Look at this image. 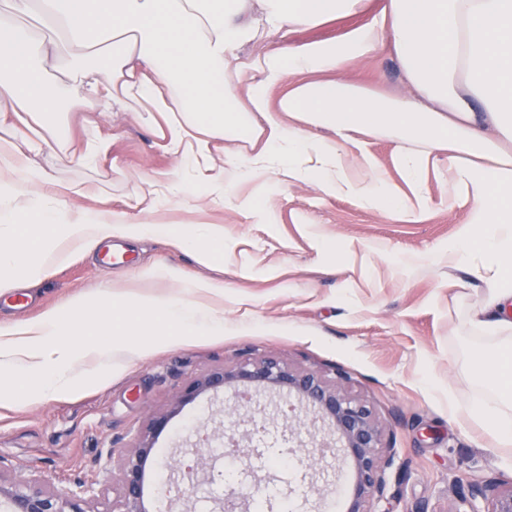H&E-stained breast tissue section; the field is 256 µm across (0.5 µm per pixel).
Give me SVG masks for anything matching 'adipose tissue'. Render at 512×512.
<instances>
[{
	"label": "adipose tissue",
	"instance_id": "obj_1",
	"mask_svg": "<svg viewBox=\"0 0 512 512\" xmlns=\"http://www.w3.org/2000/svg\"><path fill=\"white\" fill-rule=\"evenodd\" d=\"M0 0V291L36 280L69 246L92 252L112 235L151 234L193 251L204 265L224 260V234L212 224L155 217L159 199L195 210L196 186L234 197L238 182L278 176L311 181L330 196L411 222L425 221L429 200L406 197L362 149L366 137L397 144L411 184L438 158L448 190L467 207L448 265L467 267L481 306L468 327L495 339L496 367L476 373L488 401L472 417L503 448L512 446V0ZM31 15L38 28L15 25ZM361 22L344 36L263 49L283 29L341 17ZM57 33L46 43L42 30ZM387 42L412 89L384 97L345 79L343 69ZM257 53L242 58L246 45ZM66 60L61 75L49 56ZM80 104L92 124L114 107L138 104L166 130L176 172L191 184L143 177L123 211L84 206L88 188L56 183L40 159L64 152L88 164L105 156L111 136L74 140L50 122L63 101ZM152 219H144V212ZM153 335L165 341L223 332L206 304H151ZM82 299L35 320L0 325V400L21 404L82 387L75 364L98 358L95 379L147 346L114 348L97 339L78 347L72 329Z\"/></svg>",
	"mask_w": 512,
	"mask_h": 512
}]
</instances>
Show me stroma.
Returning a JSON list of instances; mask_svg holds the SVG:
<instances>
[{
    "label": "stroma",
    "instance_id": "1",
    "mask_svg": "<svg viewBox=\"0 0 512 512\" xmlns=\"http://www.w3.org/2000/svg\"><path fill=\"white\" fill-rule=\"evenodd\" d=\"M357 23L346 17L284 30L267 38L265 46L281 49L339 37ZM345 76L391 95L409 90L399 61L385 45ZM110 132L111 149L96 166L77 165L61 153L47 161L57 180L100 188L102 199L120 209L141 176L166 178L175 163L147 120L116 112ZM445 167L438 162L421 177L431 210L419 224L274 176L239 189L243 198L261 192L273 211L271 223H255L247 212L214 204L208 196L202 197L200 211L172 214L175 222L223 228V267L201 266L193 252L145 235L123 239L125 264L105 265L97 252L75 250L41 280L18 283L27 301H0V324L26 322L81 297L92 312L71 337L76 345L109 315L110 302L146 295L219 306L224 333L157 343L104 385L24 405L0 403V472L31 471L59 490L91 481L98 461L129 450L138 431L152 415L169 410L186 382L242 357L269 356L329 379L345 371L348 391L373 408L394 449L381 512H455L456 493L468 483L487 477L511 483L512 463L469 415L483 395L472 373L488 368L492 342L453 333L480 293L472 286L460 289L464 269H449L441 259L466 211L448 194ZM158 265L180 271L181 281L142 278V271ZM200 278L223 285V295L191 288ZM222 424L250 427L249 412L231 389L201 395L174 413L146 466L148 512L156 508L159 464L178 458L192 465L187 448ZM311 432L306 418H299L290 434L275 417L267 424V443L256 453L235 456L217 447L213 471L200 473L203 487L195 498L184 503L167 492L169 512H214L220 500L227 512H253L259 500L263 512H281L286 498L295 512L333 506L350 486L352 473L348 464L334 468L319 462ZM285 455L295 458L294 466L278 465Z\"/></svg>",
    "mask_w": 512,
    "mask_h": 512
}]
</instances>
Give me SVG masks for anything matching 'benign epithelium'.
Listing matches in <instances>:
<instances>
[{"label": "benign epithelium", "mask_w": 512, "mask_h": 512, "mask_svg": "<svg viewBox=\"0 0 512 512\" xmlns=\"http://www.w3.org/2000/svg\"><path fill=\"white\" fill-rule=\"evenodd\" d=\"M347 376L339 372L332 379L317 371L292 368L274 357L244 359L231 366L214 368L187 382L171 410L153 415L142 429L131 451L121 459V510L146 512L143 500L145 465L152 453L154 440L167 428L182 405L194 401L205 392L243 386L241 396L252 403L265 394L274 413L282 412V404L303 408L312 414L313 424L321 425L323 436L315 443L322 459L331 457L347 461L353 469L342 512H373L370 505L386 499V470L392 465V448L384 442V428L372 410L345 387ZM196 467L183 469L169 463L163 469L176 480L182 494H196L198 471L207 464L212 449H191ZM95 493L94 483L79 482L73 489L58 491L44 486L34 474L18 472L5 478L0 474V498L7 499L11 512H87L83 505ZM455 512H512V485L495 477L472 484L460 496Z\"/></svg>", "instance_id": "obj_1"}]
</instances>
